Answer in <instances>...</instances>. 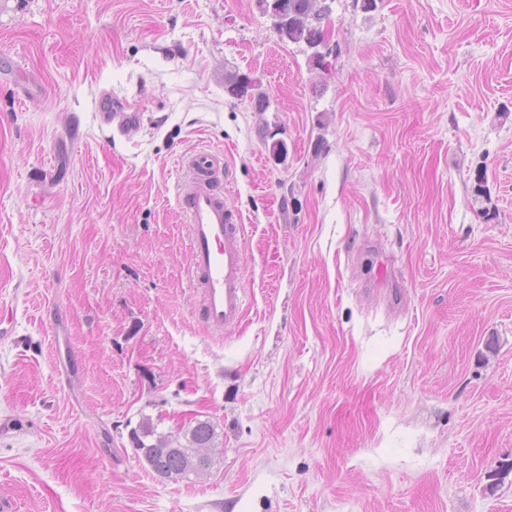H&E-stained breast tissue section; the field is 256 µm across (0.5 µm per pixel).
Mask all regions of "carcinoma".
Here are the masks:
<instances>
[{"mask_svg": "<svg viewBox=\"0 0 512 512\" xmlns=\"http://www.w3.org/2000/svg\"><path fill=\"white\" fill-rule=\"evenodd\" d=\"M288 10L286 30L276 28L279 38L295 44H304L313 49L310 61L315 66H323V55L316 48L324 43L325 27L330 22V6L326 0H283ZM224 87L235 97H245L254 102L255 109L263 112L268 107L266 94L258 91V85L249 77L231 73L224 79ZM218 437L215 424L209 419H197L184 432V441L172 448L170 435L157 431L151 418L142 419L132 430L133 448L147 456L149 466L161 479L187 480L194 475L206 474L211 462L197 469L187 468L189 458L200 448H210Z\"/></svg>", "mask_w": 512, "mask_h": 512, "instance_id": "1", "label": "carcinoma"}]
</instances>
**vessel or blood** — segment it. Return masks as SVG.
Here are the masks:
<instances>
[{
  "label": "vessel or blood",
  "mask_w": 512,
  "mask_h": 512,
  "mask_svg": "<svg viewBox=\"0 0 512 512\" xmlns=\"http://www.w3.org/2000/svg\"><path fill=\"white\" fill-rule=\"evenodd\" d=\"M99 117L104 126L122 133L139 124L141 116L133 103L112 106L103 98ZM183 166L191 186L180 197V208L188 219L190 279L200 293L198 317L212 335L238 325L246 311L247 293L244 226L240 211L212 179L220 172L216 154L197 151L186 156Z\"/></svg>",
  "instance_id": "b4317fda"
}]
</instances>
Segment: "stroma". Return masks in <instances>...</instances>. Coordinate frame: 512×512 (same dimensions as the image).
<instances>
[{"label":"stroma","mask_w":512,"mask_h":512,"mask_svg":"<svg viewBox=\"0 0 512 512\" xmlns=\"http://www.w3.org/2000/svg\"><path fill=\"white\" fill-rule=\"evenodd\" d=\"M330 6L316 69L260 0H0L13 512H512V0ZM200 149L245 226L220 337L176 198ZM145 416L213 421L209 472L157 477ZM258 86L253 79L237 73H230L224 79V87L228 93L235 97H249L254 102L255 110L263 112L269 103L266 94L258 91ZM99 109L101 123L119 134L134 128L141 120L139 112H137L135 105L131 102H127L121 110L113 108L112 96L104 97Z\"/></svg>","instance_id":"obj_1"}]
</instances>
